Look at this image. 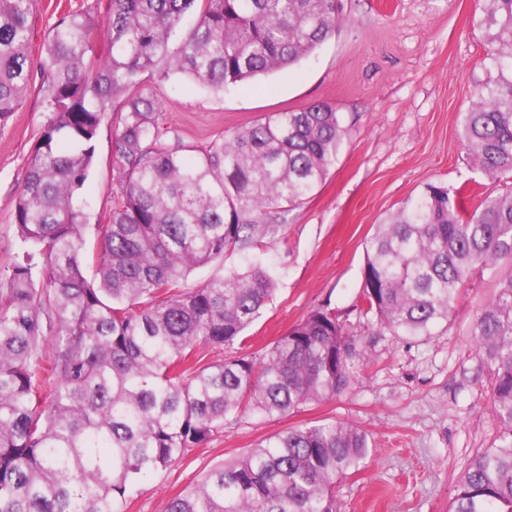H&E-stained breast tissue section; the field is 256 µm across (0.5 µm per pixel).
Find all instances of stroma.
Listing matches in <instances>:
<instances>
[{"instance_id": "stroma-1", "label": "stroma", "mask_w": 512, "mask_h": 512, "mask_svg": "<svg viewBox=\"0 0 512 512\" xmlns=\"http://www.w3.org/2000/svg\"><path fill=\"white\" fill-rule=\"evenodd\" d=\"M98 0H38L31 48L70 9ZM482 0H341L336 31L312 56L250 84L215 93L179 79H146L162 130L207 145L219 133L273 112L326 103L344 118L346 138L323 182L288 213L287 228L263 258L276 290L250 328L253 350L271 345L310 311L336 312L368 355L354 361L348 388L284 418L246 416L206 446L146 476L124 512H163L214 465L294 427L343 422L374 447L365 467L336 482L342 512H448L470 459L496 435L489 375L471 332L497 281L476 271L462 288L447 333L408 340L364 314L365 242L376 224L426 184L500 194L512 178H487L462 140L459 115L486 80ZM48 114L38 90L0 125V268L16 250L13 212L26 161ZM117 121L103 126L86 186L89 249L107 221L116 188L111 168Z\"/></svg>"}]
</instances>
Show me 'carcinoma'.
<instances>
[{
	"instance_id": "obj_1",
	"label": "carcinoma",
	"mask_w": 512,
	"mask_h": 512,
	"mask_svg": "<svg viewBox=\"0 0 512 512\" xmlns=\"http://www.w3.org/2000/svg\"><path fill=\"white\" fill-rule=\"evenodd\" d=\"M35 8L0 0V122L24 105L35 70L49 112L16 198L19 253L0 279V512H123L146 474L224 422L331 399L366 356L324 308L247 352L275 283L259 253L336 162L341 114L324 103L273 112L198 149L162 140L159 104L141 91L146 76L221 92L285 70L335 33L336 0H109L102 16H60L36 59ZM480 26L488 78L460 127L496 179L512 172V0H484ZM116 102L117 188L89 279L83 190ZM232 254L245 265L189 282ZM504 261L512 191L468 209L459 191L429 183L374 225L364 314L398 336L444 334L474 270ZM472 336L496 436L471 458L449 512H512V273ZM205 347L230 353L203 364ZM371 451L369 435L346 423L290 429L212 467L164 512H341L336 481Z\"/></svg>"
}]
</instances>
